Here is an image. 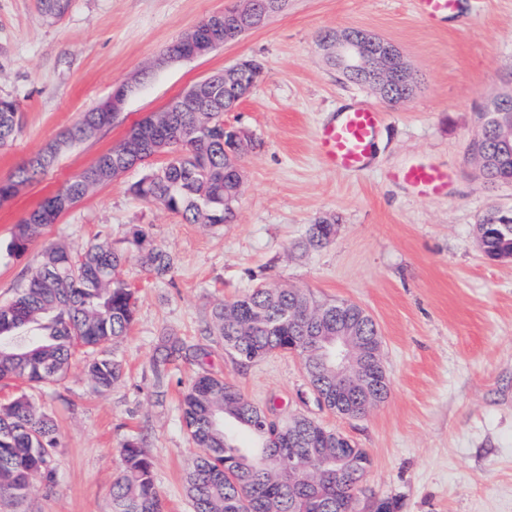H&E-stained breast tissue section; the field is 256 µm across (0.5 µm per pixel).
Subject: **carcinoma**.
I'll use <instances>...</instances> for the list:
<instances>
[{
  "label": "carcinoma",
  "instance_id": "obj_1",
  "mask_svg": "<svg viewBox=\"0 0 512 512\" xmlns=\"http://www.w3.org/2000/svg\"><path fill=\"white\" fill-rule=\"evenodd\" d=\"M44 14H64L68 0H41ZM116 115L101 112L80 120L52 142L53 159L27 162L0 178V202L37 181L68 147L93 138L112 125ZM19 126L16 100L0 97V148L8 146ZM486 158V183L512 181V147L504 144L491 124L473 137ZM234 142L224 127V85H216L198 110L157 112L138 122L127 138L100 155L80 175L66 182L16 225L3 257L19 258L55 223L64 208H73L93 189L112 182L140 165L148 173L133 183L131 194L177 213L189 224L217 227L233 221L235 211L224 199L239 195L230 163ZM166 161L150 166L151 159ZM484 254L490 259L512 256V222H501L499 211L487 212L476 226ZM336 235V219L325 217L309 226L306 247L323 248ZM136 255L100 240L82 253L63 245L44 247L39 266L0 305V382L22 381L26 388L0 405V496H27L33 478L49 489L54 484L56 420L37 410L33 392L58 381L68 371L75 351L91 354L85 374L91 385L106 391L121 381L123 363L107 348L129 331L135 315V291L119 276L135 257L155 276L174 268L172 253L147 243L138 230ZM346 319L336 303L319 301L300 288L259 284L239 298L215 305L210 335L217 337L233 359L248 366L275 353H296L318 390L336 397V381L321 366L314 338L336 334ZM351 330L365 339L379 335L373 319L358 318ZM208 352L179 336H163L152 360L156 396H165L169 365L180 360L203 361ZM181 418L191 443L199 448L185 475L192 512H354L351 486L362 477L336 471L321 460L354 451L355 443L331 441V430L308 417L299 419L295 441L271 436L258 426L262 407L254 405L223 377L202 371L182 395ZM293 453L314 481L288 479V473L265 468L261 459ZM112 512H163L153 464L139 442L123 446V468L112 485Z\"/></svg>",
  "mask_w": 512,
  "mask_h": 512
}]
</instances>
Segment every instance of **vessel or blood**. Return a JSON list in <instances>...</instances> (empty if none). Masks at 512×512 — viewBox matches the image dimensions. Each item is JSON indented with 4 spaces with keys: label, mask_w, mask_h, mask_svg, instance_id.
Returning a JSON list of instances; mask_svg holds the SVG:
<instances>
[{
    "label": "vessel or blood",
    "mask_w": 512,
    "mask_h": 512,
    "mask_svg": "<svg viewBox=\"0 0 512 512\" xmlns=\"http://www.w3.org/2000/svg\"><path fill=\"white\" fill-rule=\"evenodd\" d=\"M419 15L428 20L448 17L458 8V0H415ZM382 112L371 105L358 104L341 112L336 123L320 132L318 149L333 167L344 171L364 169L372 155ZM401 177L427 198L441 195L448 186V173L434 166H412Z\"/></svg>",
    "instance_id": "b4317fda"
}]
</instances>
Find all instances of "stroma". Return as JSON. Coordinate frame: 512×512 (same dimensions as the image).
Masks as SVG:
<instances>
[{"label":"stroma","instance_id":"35a3bbf8","mask_svg":"<svg viewBox=\"0 0 512 512\" xmlns=\"http://www.w3.org/2000/svg\"><path fill=\"white\" fill-rule=\"evenodd\" d=\"M235 0H70L47 21L39 0H0V95L20 106L12 144L0 148V177L39 153L113 88H135L111 126L60 154L37 183L0 204V245L47 196L163 111L193 85L253 60L262 74L224 115L255 148L240 160L232 223H185L129 192L136 166L86 196L23 256L0 263V302L41 260L43 243L72 252L104 238L128 248L135 227L170 250L172 273L157 277L129 261L120 276L136 291L135 320L112 344L125 375L98 392L81 361L36 392L60 425L53 489L34 482L0 512H112L121 451L143 441L164 512H192L184 475L197 450L187 440L180 399L199 370L236 385L253 403L303 413L345 434L370 456L358 512L392 499L398 512H512V261H488L475 225L488 209H512V182L488 185L468 159L485 102L512 79V0H459L454 15L426 22L415 0H286L263 26L210 54L157 59L205 18ZM355 28L396 45L417 86L392 104L329 63L325 35ZM370 103L384 114L365 169L339 172L319 158L321 128L342 105ZM431 164L447 169L435 199L397 179ZM335 217L325 248L301 246L309 224ZM268 282L316 297L360 303L382 338L387 399L368 416L320 408L299 358L276 353L242 368L207 335L212 307ZM174 333L203 346L204 364L171 366L164 399L154 394L152 355Z\"/></svg>","mask_w":512,"mask_h":512}]
</instances>
